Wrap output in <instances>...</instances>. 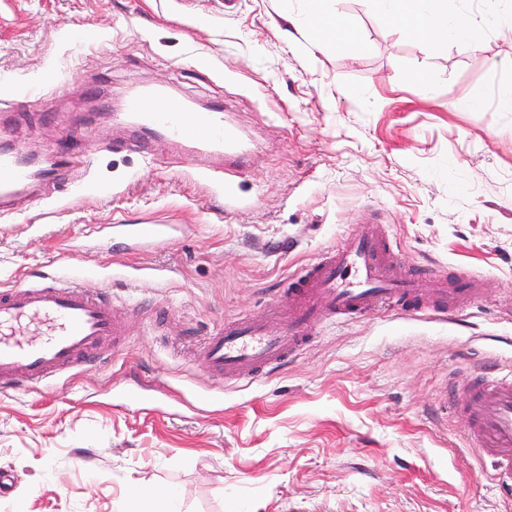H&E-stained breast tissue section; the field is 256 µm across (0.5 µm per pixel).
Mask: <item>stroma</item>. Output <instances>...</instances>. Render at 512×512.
<instances>
[{
    "label": "stroma",
    "instance_id": "stroma-1",
    "mask_svg": "<svg viewBox=\"0 0 512 512\" xmlns=\"http://www.w3.org/2000/svg\"><path fill=\"white\" fill-rule=\"evenodd\" d=\"M352 44L309 30V0H0V99L50 81L7 113L5 141L56 150L129 130L92 109L159 85L219 103L252 148L228 209L199 172L138 154L73 163L68 191L0 219V284L53 262L167 278L112 283L164 325L132 319L121 352L56 386L0 394V512H512L443 383L489 359L512 366V38L435 47L377 0H323ZM296 30H289V19ZM384 216L402 266H453L485 283L455 322L381 309L329 320L286 370L215 387L195 354L227 319L265 313L300 267ZM175 224L165 245L125 250L100 225ZM134 400L112 396L114 384Z\"/></svg>",
    "mask_w": 512,
    "mask_h": 512
}]
</instances>
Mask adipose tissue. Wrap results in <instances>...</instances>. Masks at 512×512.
Wrapping results in <instances>:
<instances>
[{"instance_id":"adipose-tissue-1","label":"adipose tissue","mask_w":512,"mask_h":512,"mask_svg":"<svg viewBox=\"0 0 512 512\" xmlns=\"http://www.w3.org/2000/svg\"><path fill=\"white\" fill-rule=\"evenodd\" d=\"M382 12L406 30L415 32L429 44L452 38H472L481 28L512 34V19L490 16L472 20L465 7L449 9L448 0H380Z\"/></svg>"}]
</instances>
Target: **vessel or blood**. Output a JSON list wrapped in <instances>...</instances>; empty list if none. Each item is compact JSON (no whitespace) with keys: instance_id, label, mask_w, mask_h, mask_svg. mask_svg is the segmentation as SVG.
Wrapping results in <instances>:
<instances>
[{"instance_id":"b4317fda","label":"vessel or blood","mask_w":512,"mask_h":512,"mask_svg":"<svg viewBox=\"0 0 512 512\" xmlns=\"http://www.w3.org/2000/svg\"><path fill=\"white\" fill-rule=\"evenodd\" d=\"M123 120L133 138L112 147L155 158V146L169 144L180 163L197 155L212 158L205 181L231 185L250 154L248 142L224 122V111H190L186 100L148 87L128 103ZM74 153L56 151L51 166L32 171L19 153H0V209L26 195L33 183L65 180ZM105 239L128 246L170 240V224H106ZM396 253L380 222L368 221L292 277L283 297L258 319L237 318L210 333L198 354L207 375L219 383H254L299 354L316 325L328 319H359L381 308L411 315L454 316L463 296H478L482 281L466 273L423 281L395 272ZM85 270L50 265L23 282L0 287V389L33 388L62 379L92 356L119 351L128 334L127 308L113 305L108 288L88 289ZM456 400L444 410L466 422V447L487 458L496 483L512 490V369L492 364L461 374Z\"/></svg>"}]
</instances>
